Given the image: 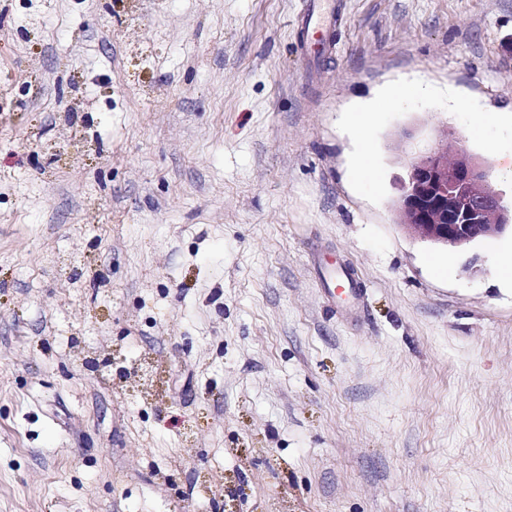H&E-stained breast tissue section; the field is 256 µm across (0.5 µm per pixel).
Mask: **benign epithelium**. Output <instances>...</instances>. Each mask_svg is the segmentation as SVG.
Masks as SVG:
<instances>
[{
  "mask_svg": "<svg viewBox=\"0 0 512 512\" xmlns=\"http://www.w3.org/2000/svg\"><path fill=\"white\" fill-rule=\"evenodd\" d=\"M395 222L451 251L512 230V216L491 187L487 162L471 155L451 129L410 159Z\"/></svg>",
  "mask_w": 512,
  "mask_h": 512,
  "instance_id": "7a95c632",
  "label": "benign epithelium"
}]
</instances>
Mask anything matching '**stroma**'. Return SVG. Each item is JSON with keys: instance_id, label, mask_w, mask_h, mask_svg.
<instances>
[{"instance_id": "1", "label": "stroma", "mask_w": 512, "mask_h": 512, "mask_svg": "<svg viewBox=\"0 0 512 512\" xmlns=\"http://www.w3.org/2000/svg\"><path fill=\"white\" fill-rule=\"evenodd\" d=\"M334 2L0 0V512H512V234L393 213L512 205V0ZM395 222L421 239L457 251L512 231V209L491 187L487 162L471 155L448 127L407 165Z\"/></svg>"}]
</instances>
